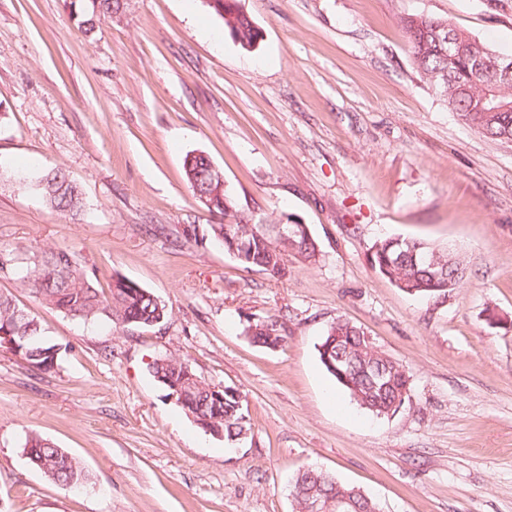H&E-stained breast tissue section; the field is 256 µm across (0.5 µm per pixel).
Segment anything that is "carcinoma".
Listing matches in <instances>:
<instances>
[{
    "label": "carcinoma",
    "instance_id": "1",
    "mask_svg": "<svg viewBox=\"0 0 512 512\" xmlns=\"http://www.w3.org/2000/svg\"><path fill=\"white\" fill-rule=\"evenodd\" d=\"M223 2L220 18L224 29L242 48H253L261 38L259 28L240 8L239 0ZM123 9L124 0H80L76 17L83 32L90 35L103 20ZM435 23L440 25L445 20L417 15L404 19L414 63L422 78L465 124L490 140L511 143L512 112L479 111L484 79L474 74L463 58L448 57V47L438 45L432 34ZM455 37L470 56L491 53L483 42L460 30ZM461 87L468 88L469 93L460 94ZM184 168L192 191L206 196L208 211L231 218L227 224L208 225L211 239L224 238V251L233 253L245 267L280 279L288 275L290 253L310 264L317 261L316 241L296 236L281 246L272 239L266 225L253 224L248 217L232 211L230 197L219 189L206 155L186 156ZM36 187L43 200L57 211L73 213L84 206L80 187L61 168L38 177ZM368 262L400 290L409 288L412 295L425 299L448 297L462 287L466 272L460 256L417 239L383 238L372 246ZM0 273L14 277L36 301L85 321L103 318L116 327H148L169 315L166 305L153 293L124 277H112V287L103 291L82 268L76 254L63 247H48L21 262L12 252L1 249ZM0 332L14 338L16 347L12 351L29 364L45 370L54 367L58 348L44 340L40 322L10 294L0 293ZM247 334L253 343L268 349L280 346L284 340L281 326L273 319L249 325ZM318 354L325 370L366 411L388 417L408 400L405 392L409 376L403 365L369 341L365 332L349 320L338 316L328 325L318 344ZM149 374L167 390L175 385L184 387V398L178 397L176 402L212 431L223 434L225 444L237 445L246 438L250 423L238 390H211V384L197 377L188 361L175 356L165 357L162 363L153 360ZM24 451L49 481L62 488L88 480L81 462L49 439L31 434L25 439ZM311 492L333 505L346 499L352 504V512H380L371 498L355 494V487L336 479L318 481L305 473L294 481V512H305Z\"/></svg>",
    "mask_w": 512,
    "mask_h": 512
}]
</instances>
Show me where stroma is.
<instances>
[{
	"mask_svg": "<svg viewBox=\"0 0 512 512\" xmlns=\"http://www.w3.org/2000/svg\"><path fill=\"white\" fill-rule=\"evenodd\" d=\"M242 49L207 0H126L92 35L70 0H0V249H70L99 288L119 274L170 311L150 329L86 322L0 292L60 345L44 371L0 346V512H292L316 467L382 512H512V143L464 124L420 76L416 14L512 54V0H240ZM219 32V43L201 34ZM207 155L253 223L308 225L316 263L274 279L199 239L214 218L187 154ZM63 168L84 208L62 213L17 173ZM461 254L467 278L423 300L369 266L382 237ZM345 317L410 376L389 418L362 410L316 346ZM274 318L269 350L245 334ZM176 354L243 397L240 446L205 433L148 372ZM52 440L91 478L73 492L26 457Z\"/></svg>",
	"mask_w": 512,
	"mask_h": 512,
	"instance_id": "stroma-1",
	"label": "stroma"
}]
</instances>
